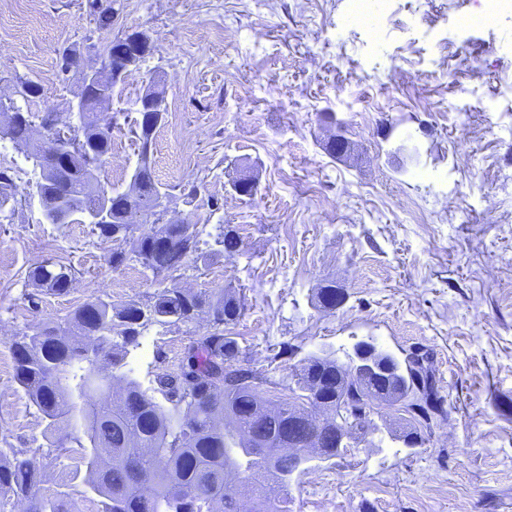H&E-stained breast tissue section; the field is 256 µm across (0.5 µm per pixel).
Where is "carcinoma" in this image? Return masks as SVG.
<instances>
[{"mask_svg": "<svg viewBox=\"0 0 512 512\" xmlns=\"http://www.w3.org/2000/svg\"><path fill=\"white\" fill-rule=\"evenodd\" d=\"M5 133L16 142L29 136L30 116L11 115L0 108ZM161 124L151 116L129 124L136 143L151 144ZM92 152L76 149L66 165L37 149L35 165L44 172L36 185L45 210L58 213V201L71 202V220L83 221V211L112 212V199L94 191L96 172L112 151L114 125H87ZM131 179L138 196L148 200L168 189L153 175L150 153L139 155ZM15 202L12 178L0 171V210ZM98 237L113 241L112 267L135 259L153 277L181 270L184 260L199 250L198 234L190 224H95ZM31 278L53 292L68 289L71 273L46 263ZM320 305L339 306L344 294L334 286L318 292ZM244 310L234 295L188 293L176 286L156 289L145 306L116 307L98 298L77 308L64 325L43 326L12 343L15 380L36 412L57 431L82 419V452L72 479H81L101 498V512H286L271 501L267 488H277L286 502L293 478L307 468L303 442L316 438L321 461L351 447L354 435L366 436L350 405L336 410V392L350 391L343 374L348 364L327 354L310 355L296 373L294 400L273 404L258 389L263 377L239 366L242 351L228 334ZM209 314L221 323L186 349L177 368L160 372L144 386L126 369L128 347L150 323L192 324ZM389 375L369 378L362 390L379 404L391 405L420 393L414 420L427 427L441 406L429 368L416 355L399 361L383 352ZM224 370V389L208 380L216 365ZM43 465L13 448H0V508L16 499L26 512H71L63 508L65 493L42 490ZM253 487L250 501L237 497L240 481Z\"/></svg>", "mask_w": 512, "mask_h": 512, "instance_id": "cac0c4a2", "label": "carcinoma"}]
</instances>
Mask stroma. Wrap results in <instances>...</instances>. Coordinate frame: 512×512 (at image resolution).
Wrapping results in <instances>:
<instances>
[{"label":"stroma","instance_id":"stroma-1","mask_svg":"<svg viewBox=\"0 0 512 512\" xmlns=\"http://www.w3.org/2000/svg\"><path fill=\"white\" fill-rule=\"evenodd\" d=\"M387 7L374 40L348 24L350 0H122L105 27L88 0H0V98L39 83L24 104L39 121L79 90L78 69H58L63 50L98 68L114 37L145 32L153 51L108 110L132 112L163 81L153 171L201 249L174 285L243 295L231 330L242 367L286 378L313 353L346 362L371 337L399 358L425 354L443 398L444 419L412 447L399 412L373 413L381 446L313 462L288 512H512V102L483 108L512 82V10L490 32L458 26L469 0ZM327 111L346 122L350 154L325 151ZM44 140L39 125L25 143L0 137L16 192L0 215V448L29 456L50 434L15 381L13 340L97 298L144 305L156 289L140 265L113 268L112 241L90 225L44 222L32 160ZM242 161L258 182L250 202L231 188ZM137 162L128 131L113 130L98 178L127 190ZM227 227L242 254L218 244ZM47 261L71 271L67 293L32 283ZM328 285L345 294L333 310L317 304ZM210 326H147L129 368L149 383Z\"/></svg>","mask_w":512,"mask_h":512}]
</instances>
